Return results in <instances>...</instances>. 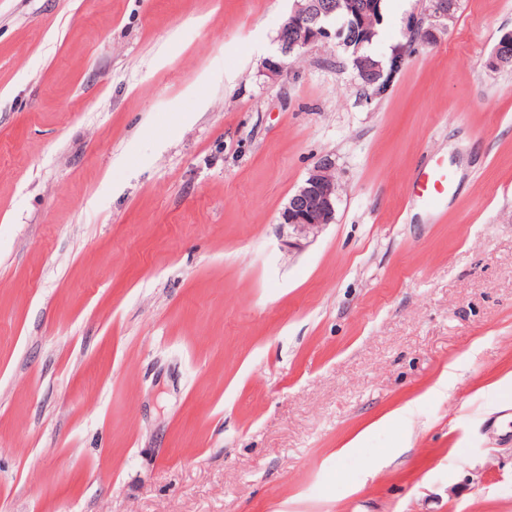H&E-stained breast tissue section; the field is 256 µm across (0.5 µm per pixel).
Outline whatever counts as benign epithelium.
<instances>
[{
    "label": "benign epithelium",
    "mask_w": 512,
    "mask_h": 512,
    "mask_svg": "<svg viewBox=\"0 0 512 512\" xmlns=\"http://www.w3.org/2000/svg\"><path fill=\"white\" fill-rule=\"evenodd\" d=\"M457 3L454 0H428L425 8L432 21L423 28V21L411 16L407 21L409 39L395 47L390 56L373 59L354 56L365 88H374V96H382L390 89L405 65L411 47L418 41H429L434 30H447L455 19ZM382 21L380 0H292V8L283 20L276 37L281 61H270L267 71L275 75L283 68V60L319 43H333L349 51L357 36H367ZM512 61V33L503 34L495 46L492 63L496 67ZM339 199L332 161L321 157L303 184L288 199L281 213V223L296 237L307 238L317 234L335 219Z\"/></svg>",
    "instance_id": "benign-epithelium-1"
}]
</instances>
